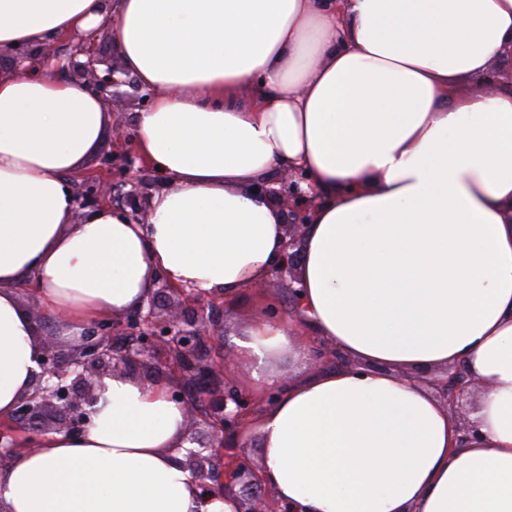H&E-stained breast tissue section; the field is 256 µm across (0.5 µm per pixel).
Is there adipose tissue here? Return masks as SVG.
<instances>
[{
    "label": "adipose tissue",
    "mask_w": 512,
    "mask_h": 512,
    "mask_svg": "<svg viewBox=\"0 0 512 512\" xmlns=\"http://www.w3.org/2000/svg\"><path fill=\"white\" fill-rule=\"evenodd\" d=\"M105 23L155 93L135 145L166 182L148 223L76 216L63 177L98 149L103 100L49 65L0 74V416L39 370L20 285L67 339L159 274L231 294L285 241L251 184L299 167L321 198L300 311L255 315L239 354L349 364L257 375L278 392L250 428L267 484L295 512H512V90H459L512 56V0H0V50ZM451 365L466 432L421 381ZM103 383L81 436L0 468L9 512H236L176 462L186 414L164 384Z\"/></svg>",
    "instance_id": "adipose-tissue-1"
}]
</instances>
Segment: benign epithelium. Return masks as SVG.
I'll use <instances>...</instances> for the list:
<instances>
[{
    "label": "benign epithelium",
    "instance_id": "1",
    "mask_svg": "<svg viewBox=\"0 0 512 512\" xmlns=\"http://www.w3.org/2000/svg\"><path fill=\"white\" fill-rule=\"evenodd\" d=\"M99 35L80 37L69 57L68 69L76 81L89 84L106 103L112 100V88L124 83L116 77L118 70L107 58L96 52ZM106 66L99 75L97 66ZM503 87L512 88V74L499 72L479 90L492 94ZM128 133L119 124L113 126V145L122 150L119 159L126 172L120 211L128 218L146 224L151 206L144 192V181L135 166L136 158L128 153ZM307 181L299 168H290L280 187L269 181L257 182L252 188L281 206L282 223L286 228L285 250L272 273L279 277L291 274L301 237L321 198L305 191L300 183ZM84 188L76 193V210L108 204L115 190L112 183V158L103 168L83 178ZM220 296L196 288L177 285L165 276L154 281L146 303L104 321L85 326L78 343L64 354L51 342L42 346L40 371L34 374L28 393L16 402L11 413L0 419V466L15 461L18 436L30 441L29 449L39 447L42 437L62 430L78 434L91 422L92 407L106 377L114 372L133 371L145 361L164 354V368L171 373L186 375L200 384L206 399V409L198 410L184 400L176 389L172 396L187 411L195 432L183 433L181 444H188L184 459L178 461L190 474V482L202 498L229 495L236 501L238 512H296L288 503L274 495L262 493L266 482L261 469L241 461L229 450L225 439H239L254 414L252 404L224 372V365L210 358L209 347L221 328L216 311ZM430 383L455 415L463 407L468 380L461 373L447 374L443 380Z\"/></svg>",
    "mask_w": 512,
    "mask_h": 512
}]
</instances>
